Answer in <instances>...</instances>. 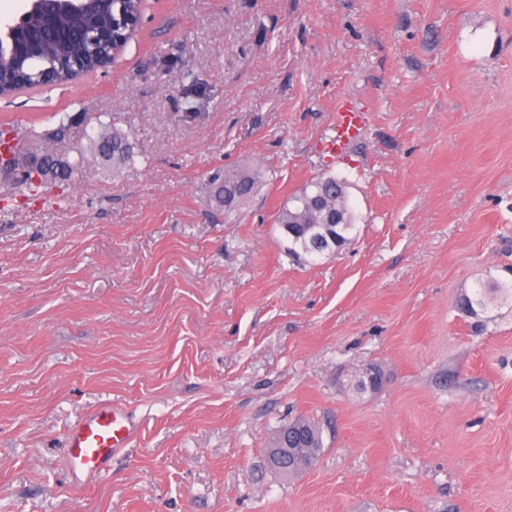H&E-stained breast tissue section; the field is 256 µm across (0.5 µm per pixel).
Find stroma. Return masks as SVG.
<instances>
[{
	"instance_id": "obj_1",
	"label": "stroma",
	"mask_w": 512,
	"mask_h": 512,
	"mask_svg": "<svg viewBox=\"0 0 512 512\" xmlns=\"http://www.w3.org/2000/svg\"><path fill=\"white\" fill-rule=\"evenodd\" d=\"M74 113L58 154L119 129L136 162L95 155L58 205L0 178V512H512V308L479 336L458 309L512 265V0H146L108 71L0 99ZM255 164L225 223L208 176ZM322 175L354 239L291 256L277 213ZM102 401L136 438L77 488L64 435ZM300 417L324 448L284 476ZM362 126V114L341 104L336 112V134L326 145L329 158H341L347 147L360 136ZM297 423L303 426L305 435L304 441L294 445L292 448H285L287 445L283 442V433L281 431L288 429L289 425ZM289 425H283L277 430L271 443L269 460L278 468H282L286 464L289 465L291 463L294 465L295 457L301 448H312L309 454L304 455L294 467L286 471V473L293 475L312 466L319 453H321L322 448H324L323 428L318 423L306 418L298 419Z\"/></svg>"
}]
</instances>
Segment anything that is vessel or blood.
I'll return each instance as SVG.
<instances>
[{
	"mask_svg": "<svg viewBox=\"0 0 512 512\" xmlns=\"http://www.w3.org/2000/svg\"><path fill=\"white\" fill-rule=\"evenodd\" d=\"M360 112L340 105L336 112V134L327 143L331 158L343 156L362 130ZM131 425L127 413L102 402L83 413L66 431L65 448L74 485L81 486L109 471L112 458L129 445Z\"/></svg>",
	"mask_w": 512,
	"mask_h": 512,
	"instance_id": "b4317fda",
	"label": "vessel or blood"
}]
</instances>
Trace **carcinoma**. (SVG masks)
I'll return each instance as SVG.
<instances>
[{
	"mask_svg": "<svg viewBox=\"0 0 512 512\" xmlns=\"http://www.w3.org/2000/svg\"><path fill=\"white\" fill-rule=\"evenodd\" d=\"M145 0H82L80 14L86 28L93 30L110 23L116 26L121 36L120 41L112 43V51L120 54L138 31L130 26L128 20L143 16ZM42 25V16L33 13L28 16L22 29L14 36L18 44H24L30 33ZM104 52L96 46L86 43L72 49L56 39L46 38L31 50L27 57H17L8 51L0 50V70L11 73L13 81L0 91V96L10 97L18 92L43 88V73L49 71L62 85L71 83L78 74L88 75L95 72ZM112 159L126 165L135 162V155L130 152L124 134L112 132ZM87 157L83 150L77 151L73 160L61 168L53 169V181L68 186L76 184L82 175ZM266 172L259 165L226 168L216 174L210 181V194L224 204V218L237 215L249 204L265 184ZM349 184L345 179L334 176H318L305 184L278 212L276 223L288 237V251L295 255L315 256L325 252L332 253L336 245L326 242L315 248L311 238L315 234L313 224H329L331 232L345 243L353 240L351 232L356 228L358 216L349 199ZM343 211V219L334 223L336 211ZM500 304L512 306V284L501 281L492 275L477 282L472 292L461 294L459 306L474 318L472 332L479 334L485 330L486 320L479 318V313L489 307ZM303 426L304 441L297 444L299 448H309L311 452L288 470L295 474L313 465L322 448L323 428L316 422L303 418L297 420Z\"/></svg>",
	"mask_w": 512,
	"mask_h": 512,
	"instance_id": "carcinoma-1",
	"label": "carcinoma"
}]
</instances>
